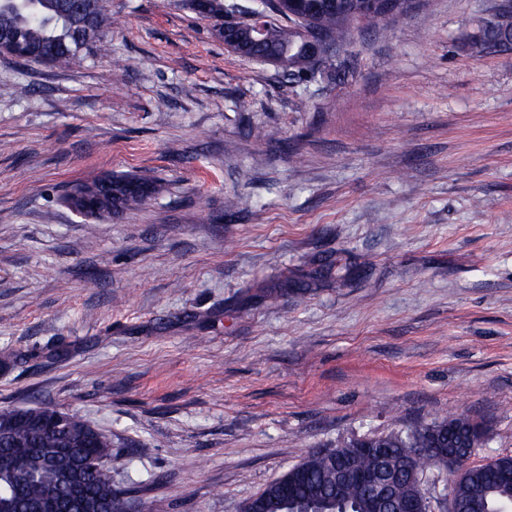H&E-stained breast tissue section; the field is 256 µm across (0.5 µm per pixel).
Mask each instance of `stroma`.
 Returning <instances> with one entry per match:
<instances>
[{"label":"stroma","instance_id":"35a3bbf8","mask_svg":"<svg viewBox=\"0 0 512 512\" xmlns=\"http://www.w3.org/2000/svg\"><path fill=\"white\" fill-rule=\"evenodd\" d=\"M502 2L352 26L313 78L180 0H108L78 69L0 54V406L110 434L130 512H238L441 414L488 428L469 465L512 455V48L472 46ZM106 174L157 191L99 222L62 203Z\"/></svg>","mask_w":512,"mask_h":512}]
</instances>
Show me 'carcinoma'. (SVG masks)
Segmentation results:
<instances>
[{
	"label": "carcinoma",
	"instance_id": "obj_1",
	"mask_svg": "<svg viewBox=\"0 0 512 512\" xmlns=\"http://www.w3.org/2000/svg\"><path fill=\"white\" fill-rule=\"evenodd\" d=\"M314 28L325 32L332 42L341 41L349 24L357 17L374 28L383 29L387 20L378 15H362V0H317ZM193 12L213 24L214 34L224 38V17L250 7L237 0H185ZM291 0H276L264 22L259 38L236 55L259 62L263 54L274 53L288 61L284 71L290 77L314 74L330 58L312 54L304 41L290 32ZM112 25L103 0H0V35L10 39L25 62L60 67H80L85 50ZM512 42V15L493 28H484L480 46ZM153 191L145 179L110 176L85 186L81 196L72 194L66 202L90 218L140 207ZM29 409L0 407V512H72V496L97 506L99 512H127L124 497L112 488V476L98 468L101 458H111L115 468L129 461L112 453L111 437L80 415L65 412L45 402ZM454 428L448 447L461 458L463 472L448 470V484L467 505L479 499L483 512H497L512 502V456H499L477 466L466 465L471 454L486 445L488 429L463 415L434 417L405 430L366 435L375 448H408L414 453L412 467L424 471L436 465L431 453L436 434ZM337 452H313L301 460L302 485L285 507V512H373L363 489L348 480L344 492L327 495L336 484L335 460L344 459L353 471L370 469L374 457L362 451L360 438L336 445Z\"/></svg>",
	"mask_w": 512,
	"mask_h": 512
}]
</instances>
